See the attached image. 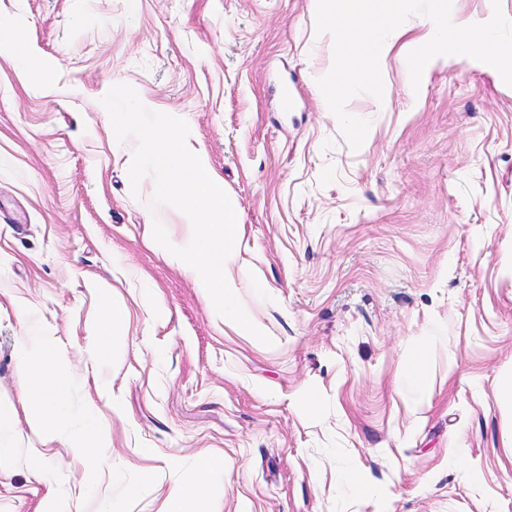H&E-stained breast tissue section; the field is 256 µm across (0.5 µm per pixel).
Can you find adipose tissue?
Segmentation results:
<instances>
[{
	"label": "adipose tissue",
	"mask_w": 512,
	"mask_h": 512,
	"mask_svg": "<svg viewBox=\"0 0 512 512\" xmlns=\"http://www.w3.org/2000/svg\"><path fill=\"white\" fill-rule=\"evenodd\" d=\"M20 371L19 391L23 402L33 408L39 420L54 429L67 428L69 440L78 454L91 448H106L111 442V424L97 417L96 404L86 400L85 413L91 414V425L71 428V398L78 378L61 356L57 338L39 321L27 320L15 343ZM224 466L213 457L200 458L176 480L164 502L163 512H191L192 502L202 500L211 484L221 481Z\"/></svg>",
	"instance_id": "obj_1"
}]
</instances>
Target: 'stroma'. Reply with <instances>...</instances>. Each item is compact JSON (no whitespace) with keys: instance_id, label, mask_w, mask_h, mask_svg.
Segmentation results:
<instances>
[{"instance_id":"stroma-1","label":"stroma","mask_w":512,"mask_h":512,"mask_svg":"<svg viewBox=\"0 0 512 512\" xmlns=\"http://www.w3.org/2000/svg\"><path fill=\"white\" fill-rule=\"evenodd\" d=\"M0 512H87L89 487L160 512L180 469L224 462L207 512H512V87L449 57L418 97L406 57L352 149L311 84L333 63L311 0H0ZM185 119L236 205L227 275L264 345L178 260L182 212L149 208L102 97ZM111 361L92 356L109 306ZM52 330L112 424L75 456L18 400L15 340ZM424 350V389L403 377Z\"/></svg>"}]
</instances>
